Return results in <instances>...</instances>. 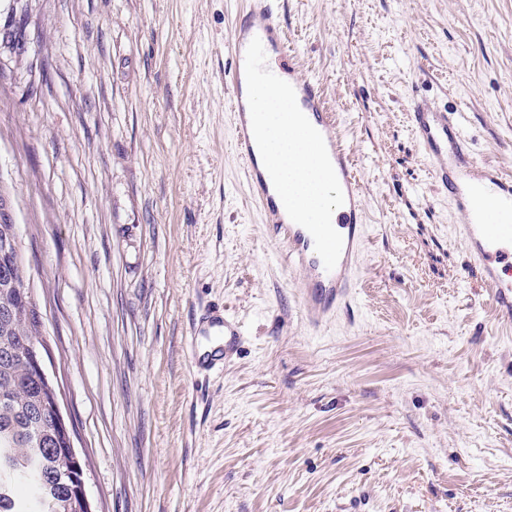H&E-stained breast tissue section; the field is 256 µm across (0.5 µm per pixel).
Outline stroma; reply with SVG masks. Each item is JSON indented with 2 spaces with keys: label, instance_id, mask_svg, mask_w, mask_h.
<instances>
[{
  "label": "stroma",
  "instance_id": "obj_1",
  "mask_svg": "<svg viewBox=\"0 0 512 512\" xmlns=\"http://www.w3.org/2000/svg\"><path fill=\"white\" fill-rule=\"evenodd\" d=\"M369 242L308 321L224 109L243 0H0V193L91 512H512V323L408 125L464 102L512 173V0H282ZM239 357L206 370L194 308Z\"/></svg>",
  "mask_w": 512,
  "mask_h": 512
}]
</instances>
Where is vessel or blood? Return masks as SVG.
Returning a JSON list of instances; mask_svg holds the SVG:
<instances>
[{
    "mask_svg": "<svg viewBox=\"0 0 512 512\" xmlns=\"http://www.w3.org/2000/svg\"><path fill=\"white\" fill-rule=\"evenodd\" d=\"M255 38L260 39L265 53L273 56L278 76L287 78L300 110L322 134L344 194L334 224L343 238V248L336 267L330 271L316 253L311 234L288 217L269 173L258 163L245 77L246 49ZM225 52L229 60L224 71L227 109L234 118L236 155L270 236L284 244L289 264L304 275L308 315L318 319L352 295L356 266L366 240L363 198L352 150L340 132L336 114L329 110L323 85L316 78L296 76L297 52L288 38L279 0H246ZM408 122L438 194L447 199L459 217V241L482 284L489 288L493 306L501 317L511 320L512 280L503 278L502 273L512 267V225L492 229L483 216L489 199L499 209L512 211V174L474 158L458 108L439 110L420 100L413 104Z\"/></svg>",
    "mask_w": 512,
    "mask_h": 512,
    "instance_id": "obj_1",
    "label": "vessel or blood"
}]
</instances>
